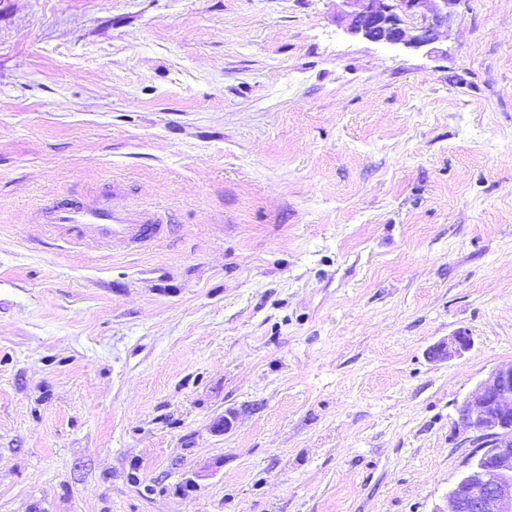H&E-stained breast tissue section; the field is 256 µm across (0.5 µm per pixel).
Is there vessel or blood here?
Segmentation results:
<instances>
[{"label": "vessel or blood", "mask_w": 512, "mask_h": 512, "mask_svg": "<svg viewBox=\"0 0 512 512\" xmlns=\"http://www.w3.org/2000/svg\"><path fill=\"white\" fill-rule=\"evenodd\" d=\"M37 216L59 239L86 245L109 243L140 249L159 238L164 229L162 213L120 209L107 195L92 202L59 198L41 207Z\"/></svg>", "instance_id": "vessel-or-blood-1"}]
</instances>
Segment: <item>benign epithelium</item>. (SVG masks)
I'll return each instance as SVG.
<instances>
[{"label": "benign epithelium", "mask_w": 512, "mask_h": 512, "mask_svg": "<svg viewBox=\"0 0 512 512\" xmlns=\"http://www.w3.org/2000/svg\"><path fill=\"white\" fill-rule=\"evenodd\" d=\"M336 23L351 35L389 47L421 49L449 28L458 0H341ZM472 346L465 329L434 348L440 360ZM458 424L477 435L478 451L435 512H512V362L492 369L457 408Z\"/></svg>", "instance_id": "7a95c632"}]
</instances>
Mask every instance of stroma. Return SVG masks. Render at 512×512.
Here are the masks:
<instances>
[{"mask_svg": "<svg viewBox=\"0 0 512 512\" xmlns=\"http://www.w3.org/2000/svg\"><path fill=\"white\" fill-rule=\"evenodd\" d=\"M340 8L0 0V512H434L463 474L512 362V0L419 50ZM115 181L163 241L32 217ZM472 346V338L465 329L457 330L448 339L439 342L434 348V357L440 360L462 356Z\"/></svg>", "mask_w": 512, "mask_h": 512, "instance_id": "1", "label": "stroma"}]
</instances>
